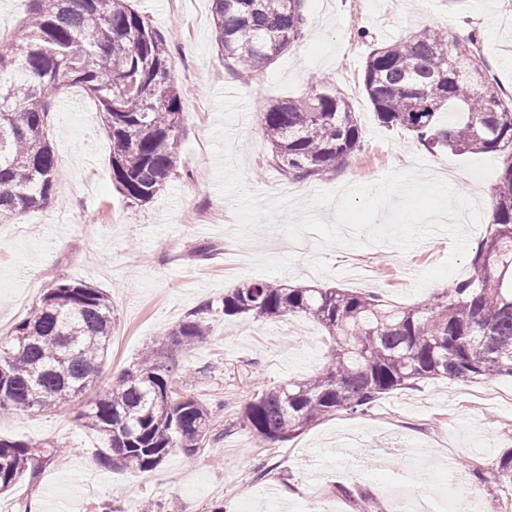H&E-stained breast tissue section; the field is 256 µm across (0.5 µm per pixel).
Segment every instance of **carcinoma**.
<instances>
[{
	"label": "carcinoma",
	"mask_w": 512,
	"mask_h": 512,
	"mask_svg": "<svg viewBox=\"0 0 512 512\" xmlns=\"http://www.w3.org/2000/svg\"><path fill=\"white\" fill-rule=\"evenodd\" d=\"M16 37L0 43V220L45 207L61 170L49 140L57 96L81 88L111 143L112 180L146 204L178 168L183 90L172 77L165 39L130 0H27ZM304 0H212L214 37L233 73H263L302 38ZM364 91L378 121L414 134L433 151L498 155L494 223L470 256L471 276L417 306L388 304L347 288L246 281L201 305L115 384L77 412L107 447L105 468L154 470L174 451L194 455L210 440L215 410L192 394L174 352L209 336L208 316L256 321L306 316L334 345L325 372L257 393L238 424L253 436L286 441L337 411H366L381 395L444 377L460 382L512 376V101L487 76L485 61L438 29L373 49ZM269 166L292 181L328 178L364 136L347 100L317 89L303 100H271L259 112ZM108 294L59 281L7 333L0 413L54 411L95 383L112 336ZM52 441L0 439V494L24 475L35 480L56 457ZM483 482L512 487V452L478 469Z\"/></svg>",
	"instance_id": "cac0c4a2"
}]
</instances>
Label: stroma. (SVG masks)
Here are the masks:
<instances>
[{"mask_svg": "<svg viewBox=\"0 0 512 512\" xmlns=\"http://www.w3.org/2000/svg\"><path fill=\"white\" fill-rule=\"evenodd\" d=\"M166 39L176 82L186 91L185 140L180 167L148 204L129 202L112 181L110 142L95 103L77 87L63 91L54 107L50 138L64 172L51 202L13 223H0V336H5L57 280L104 289L117 315L102 382H111L140 358L152 341L200 304L219 300L244 281L269 279L288 285H321L375 292L397 305L418 304L435 285L414 291L418 275L441 263L451 242L436 234L408 253L384 245L318 248L305 234L289 248L280 230L265 227L236 241L232 201L217 188L212 132L218 122L215 94L231 89L246 98L234 127L249 192L268 200L303 201L318 190L371 184L393 169L422 159L453 188L491 206L499 171L496 155L431 152L411 133L382 126L363 89L366 58L378 44L435 27L449 37L477 36L478 54L502 93L512 97V21L508 0H305L302 39L260 77L243 80L224 68L213 38L211 0H131ZM331 85L352 104L365 149L336 176L287 180L267 165L269 144L258 114L272 99L302 98L313 86ZM77 101L76 110L65 109ZM210 243L209 259L194 251ZM206 343L178 354L193 377L191 394L207 404L223 402L212 427L216 442L188 457L170 454L153 471L104 469L97 455L104 441L85 430L74 408L50 414L0 415V437L54 441L65 447L36 481L20 480L0 494V512L28 503L30 512H137L159 504L162 512H309L310 491L320 485L344 512H360L347 491L361 487L376 512H395L391 484L436 492L437 470L415 465L417 450L454 459L459 469L490 465L512 451V377L477 382L431 379L384 395L367 412L327 416L291 440L262 441L236 418L266 387L325 370L332 358L326 331L304 316L276 321L215 315ZM361 434L372 447L402 444L398 454L367 460L364 468L339 459L337 438ZM290 498H283V491Z\"/></svg>", "mask_w": 512, "mask_h": 512, "instance_id": "obj_1", "label": "stroma"}]
</instances>
